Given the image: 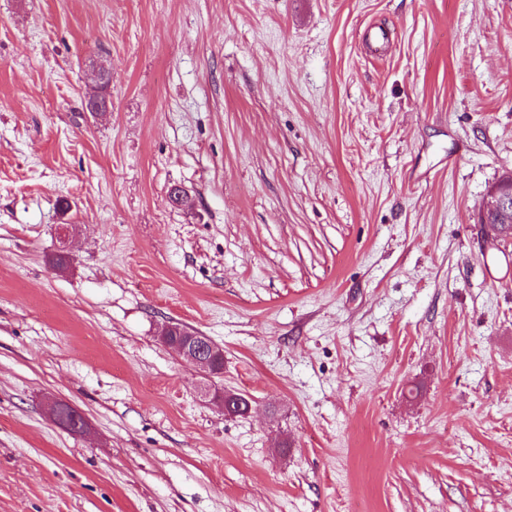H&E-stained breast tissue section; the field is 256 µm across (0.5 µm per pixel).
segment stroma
Segmentation results:
<instances>
[{
  "label": "stroma",
  "mask_w": 512,
  "mask_h": 512,
  "mask_svg": "<svg viewBox=\"0 0 512 512\" xmlns=\"http://www.w3.org/2000/svg\"><path fill=\"white\" fill-rule=\"evenodd\" d=\"M510 171L512 0H0V512H512ZM185 336L183 344L177 343L176 354L204 375H219L216 364L224 357L223 349L202 333L186 331Z\"/></svg>",
  "instance_id": "stroma-1"
}]
</instances>
